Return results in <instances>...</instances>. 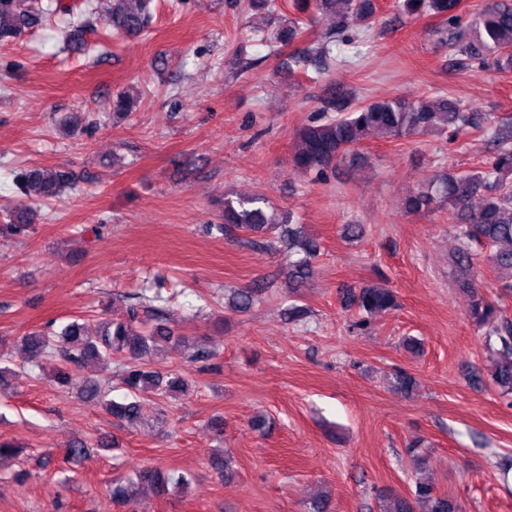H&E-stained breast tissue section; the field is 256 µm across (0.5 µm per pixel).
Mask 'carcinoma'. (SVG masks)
<instances>
[{"label": "carcinoma", "mask_w": 512, "mask_h": 512, "mask_svg": "<svg viewBox=\"0 0 512 512\" xmlns=\"http://www.w3.org/2000/svg\"><path fill=\"white\" fill-rule=\"evenodd\" d=\"M103 18L107 25L132 36L144 34L151 26L152 0H106ZM461 0H395V7L407 15L431 14L452 28L440 45L448 47L457 65L465 68L473 59L498 69L512 70V0H492L467 28L458 26ZM296 14H281L280 26L272 33L275 42L289 45L303 35L301 18L311 24L327 22L326 40L299 52L297 64L312 57L330 56L329 39L344 33L355 22L370 26L375 21V0H291ZM60 0H0V44H9L42 22L46 15L62 11ZM323 110L334 113L322 123L307 124L294 134L295 151L291 164L301 173L322 175L336 167L376 132L386 138L400 139L419 134H441L450 128L484 132L495 147L491 165L466 173L444 172L420 185L406 199L411 213L428 212L437 206L448 207L455 219L461 245L456 254L457 283L470 292V317L484 329L496 347L490 354L491 383L505 397L512 396V320L503 308L479 295L470 279L475 253L487 250V259L503 280L502 289L512 292V116L483 112H464L458 101L442 96L434 101L396 97L361 102L341 87H334L323 99ZM72 181L62 171L32 168L22 177V194L30 202L59 195ZM482 197L478 207L471 199ZM260 195L225 196L223 223L216 229L225 234L243 232L263 235L281 229L277 243L288 253V288L296 293L314 275V260L321 252L320 241L306 232L287 210L262 207ZM33 220L30 206L9 215L8 227L14 232L28 228ZM259 290L241 288L231 295L235 311L245 313L257 301ZM162 300L159 294L137 296L121 317L95 323L75 319L49 336L31 331L20 338L29 361L38 368L51 365L50 377L66 388H74L86 400H95L119 424L133 425L141 419L143 401L153 396H170L185 387V380H168L139 366L152 348L180 339L161 316L149 329L138 326L139 311ZM341 302L367 319L388 314L398 307L397 295L388 288L365 284L341 292ZM115 360L122 370L125 389L132 399L107 398L102 383L83 373L91 362ZM143 485L165 493L171 486L188 485L185 476L173 477L156 467L143 468L136 479L112 483V500L121 503ZM459 512L456 501L437 491L427 481H418L409 495H396L385 501L382 512Z\"/></svg>", "instance_id": "cac0c4a2"}]
</instances>
